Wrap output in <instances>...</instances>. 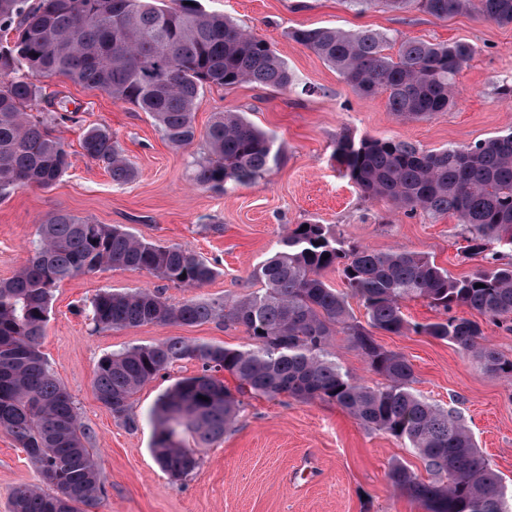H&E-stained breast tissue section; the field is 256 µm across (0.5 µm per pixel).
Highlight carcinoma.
<instances>
[{"mask_svg": "<svg viewBox=\"0 0 512 512\" xmlns=\"http://www.w3.org/2000/svg\"><path fill=\"white\" fill-rule=\"evenodd\" d=\"M363 9L382 3L394 11L416 9L436 18L472 10L512 24V0H347ZM0 198L17 188L52 186L70 167L52 123L71 121L61 104L42 101L36 81L62 75L149 114L174 147L196 139L195 112L204 89L248 82L289 90L296 76L262 39L199 0H0ZM289 38L334 67L361 95L387 94V108L406 118L430 117L455 104V77L472 58L467 42L405 40L392 57L389 37L378 30L351 33L330 27L296 28ZM194 159L195 183L226 193L279 165L275 139L239 112H217ZM84 155L124 185L135 170L111 132L85 131ZM332 158L341 174L368 199L385 198L407 214L451 213L468 226L466 250L488 267L454 278L422 252L380 253L350 245L326 224L297 225L252 277L264 288L241 299L190 298L172 305L149 289H102L91 300L92 331L143 324L243 327L250 343L228 348L170 337L104 358L94 391L112 416L137 425L131 399L160 372L193 360L199 374L178 381L153 412L157 463L174 479L198 467V446L224 436L238 390L275 398L336 403L367 429L401 439L434 479L421 481L407 466H391L393 488L424 504L426 512H512V493L480 453L463 420L413 390L414 369L401 353L376 342L373 331L407 330L447 342L487 372L512 381V360L486 343L481 324L453 314L465 307L512 324V131L473 145L424 151L394 138L336 139ZM106 269H138L182 288H201L218 268L179 244L146 242L117 225L95 224L59 211L40 225L30 255L0 281V430L38 466L44 485L21 486L13 512H90L104 494L100 471L87 448L88 433L71 393L56 378L40 346L58 283ZM335 270L343 289L330 287ZM365 309L367 325L354 320L348 299ZM421 298L442 317L409 323L402 303ZM343 332L370 369L386 379L371 387L353 377L329 350Z\"/></svg>", "mask_w": 512, "mask_h": 512, "instance_id": "obj_1", "label": "carcinoma"}]
</instances>
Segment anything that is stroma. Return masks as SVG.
Here are the masks:
<instances>
[{
  "mask_svg": "<svg viewBox=\"0 0 512 512\" xmlns=\"http://www.w3.org/2000/svg\"><path fill=\"white\" fill-rule=\"evenodd\" d=\"M268 42L296 75L299 86L281 91L251 83L205 89L195 125L199 139L175 148L154 120L126 103L113 102L63 76L39 79L42 96L74 111L56 122L71 165L48 188H20L0 199V281L12 278L29 256L46 216L64 210L98 224H118L139 239L180 244L215 264L218 276L201 288H180L132 269L82 274L54 291L41 351L71 393L88 429L106 493L94 512H426L417 500L393 489V463L430 480L424 462L403 441L366 429L336 404L241 395L239 412L224 436L198 449V468L175 480L154 459L152 412L178 379L197 375L199 365L181 361L144 385L132 399L136 428L113 419L96 398L100 360L128 348L170 337L227 347L245 345L240 327L148 324L95 333L89 306L101 289L159 291L171 304L191 297L240 298L260 289L251 274L298 224L332 227L345 242L379 252L405 248L425 253L461 278L484 268L481 256L463 251L467 231L455 216L412 215L384 199H365L331 158L337 136L395 138L425 150L468 145L512 130V24L468 12L438 19L378 5L365 12L345 0H202ZM371 28L385 32L387 54L401 41H465L476 52L455 79L456 103L426 119L389 112L385 95L361 96L316 54L289 39L294 28ZM237 111L273 135L282 152L277 167L233 192L204 190L191 162L205 149L201 134L217 112ZM103 127L118 140L136 172L117 185L102 164L80 146L85 129ZM223 225L222 233L212 225ZM383 348L413 365L415 393L456 411L482 455L512 484V383L486 373L469 355L431 337L382 331ZM37 466L11 436L0 431V512H12L15 490L38 486Z\"/></svg>",
  "mask_w": 512,
  "mask_h": 512,
  "instance_id": "obj_1",
  "label": "stroma"
}]
</instances>
